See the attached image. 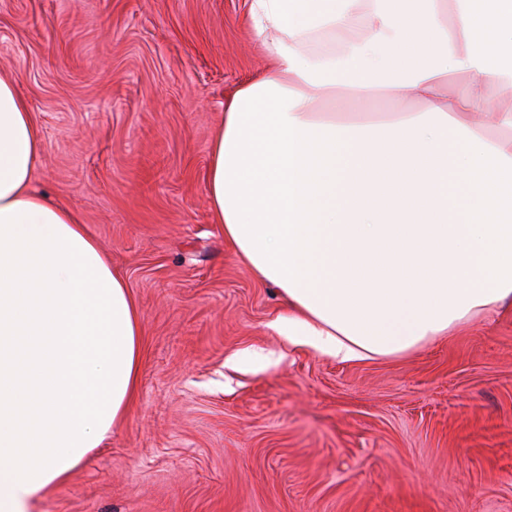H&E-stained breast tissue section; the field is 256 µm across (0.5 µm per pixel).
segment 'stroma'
Here are the masks:
<instances>
[{
	"label": "stroma",
	"mask_w": 512,
	"mask_h": 512,
	"mask_svg": "<svg viewBox=\"0 0 512 512\" xmlns=\"http://www.w3.org/2000/svg\"><path fill=\"white\" fill-rule=\"evenodd\" d=\"M250 0H0V77L142 330L126 419L35 512H512V314L342 363L271 326L212 220L224 103L269 63Z\"/></svg>",
	"instance_id": "obj_1"
}]
</instances>
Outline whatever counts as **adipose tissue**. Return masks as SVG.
I'll use <instances>...</instances> for the list:
<instances>
[{
  "instance_id": "ef3b65f1",
  "label": "adipose tissue",
  "mask_w": 512,
  "mask_h": 512,
  "mask_svg": "<svg viewBox=\"0 0 512 512\" xmlns=\"http://www.w3.org/2000/svg\"><path fill=\"white\" fill-rule=\"evenodd\" d=\"M252 0L270 63L238 88L210 144L215 223L286 311L289 343L340 362L396 356L512 312V0ZM457 23H449V12ZM472 73L463 89L450 73ZM421 104L356 120L336 96ZM40 128L0 78V512H32L134 401L140 316L68 209L32 190ZM36 455L31 464L22 457Z\"/></svg>"
}]
</instances>
